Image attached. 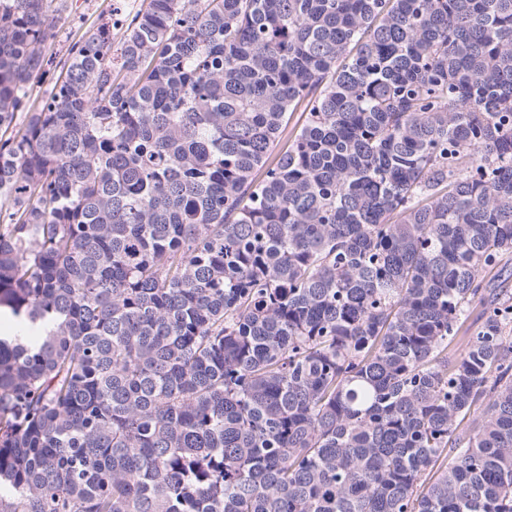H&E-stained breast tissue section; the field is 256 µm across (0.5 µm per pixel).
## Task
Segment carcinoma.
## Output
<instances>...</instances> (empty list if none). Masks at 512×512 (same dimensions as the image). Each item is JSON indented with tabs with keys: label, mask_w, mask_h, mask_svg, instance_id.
<instances>
[{
	"label": "carcinoma",
	"mask_w": 512,
	"mask_h": 512,
	"mask_svg": "<svg viewBox=\"0 0 512 512\" xmlns=\"http://www.w3.org/2000/svg\"><path fill=\"white\" fill-rule=\"evenodd\" d=\"M65 10L0 0V512H512V0H143L36 102Z\"/></svg>",
	"instance_id": "1"
}]
</instances>
